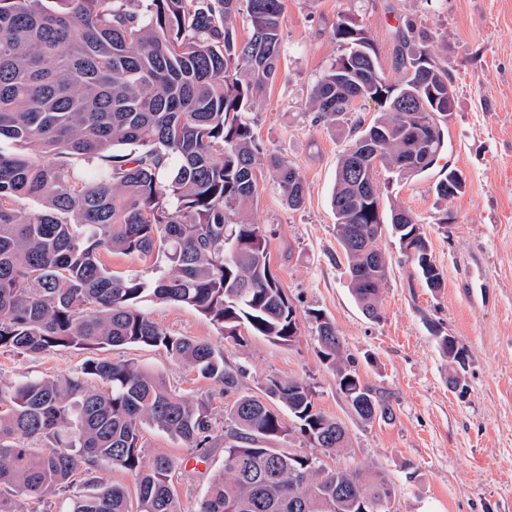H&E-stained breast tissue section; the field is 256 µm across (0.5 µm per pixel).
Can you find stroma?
<instances>
[{"label":"stroma","instance_id":"obj_1","mask_svg":"<svg viewBox=\"0 0 512 512\" xmlns=\"http://www.w3.org/2000/svg\"><path fill=\"white\" fill-rule=\"evenodd\" d=\"M343 20L368 34L393 82L400 31L412 23L433 37L456 91L441 159L466 179L463 194L444 199L434 191L436 174L396 180L380 173L383 206L413 212L444 285L435 292L426 288L395 239L383 237L389 272L376 322L361 313L349 291L330 205L336 161L352 138L353 122L328 129L305 109L313 85L342 52L336 25ZM282 36L280 74L242 118L261 147L298 169L306 197L291 209L269 176H260L254 218L297 311L319 309L335 322L362 381L391 402L396 416L367 423L352 413L335 371L317 355L312 322H304L289 345L251 336L237 346L194 309L162 302L146 309L171 333L223 351L226 363L240 371L243 391L258 393L272 375L312 383L317 406L347 427L353 462L383 469L399 488L394 512H512V0H283ZM442 210L448 223H435ZM431 321L468 351L466 395L448 385V363L427 329ZM109 355L138 361L172 391L209 404L214 427L205 457L155 429L143 433L150 453L180 460L174 485L184 512H194L224 470L230 394L160 350L129 346ZM82 360L70 349L0 352V380L65 378ZM406 462L416 468L415 479H406Z\"/></svg>","mask_w":512,"mask_h":512}]
</instances>
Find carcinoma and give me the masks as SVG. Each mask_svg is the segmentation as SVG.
<instances>
[{
	"instance_id": "1",
	"label": "carcinoma",
	"mask_w": 512,
	"mask_h": 512,
	"mask_svg": "<svg viewBox=\"0 0 512 512\" xmlns=\"http://www.w3.org/2000/svg\"><path fill=\"white\" fill-rule=\"evenodd\" d=\"M246 12L251 35L237 40ZM283 0H0V351L86 354L67 378L0 381V512L63 496L64 512H183L178 459L150 454L148 426L208 447V404L173 392L150 369L104 353L124 346L165 351L237 393L225 410L224 472L194 512H393L397 487L378 467H328L349 453L345 425L321 411L315 387L272 376L260 394L239 393L240 373L209 342L176 336L145 303L195 309L224 339L289 344L297 310L271 267L266 236L252 219L258 175L267 170L293 209L306 187L288 159L265 152L242 113L278 75ZM344 52L310 91L308 110L326 127L374 102L379 113L336 163L331 206L349 289L363 314L381 318L388 265L382 233L398 240L429 289L444 285L418 221L399 206L380 221L377 179L425 173L445 146L454 112L448 70L433 38L409 25L391 83L368 35L342 21ZM126 146L130 151L116 153ZM466 187L440 171L445 199ZM23 200L39 203L27 210ZM106 253L162 259L151 278L121 277ZM315 323L320 360L365 422L394 419L392 404L354 369L335 324ZM457 386L467 350L430 325ZM300 433L310 452L272 448ZM45 441L50 449L37 444ZM108 464L136 479L135 493L98 482Z\"/></svg>"
}]
</instances>
